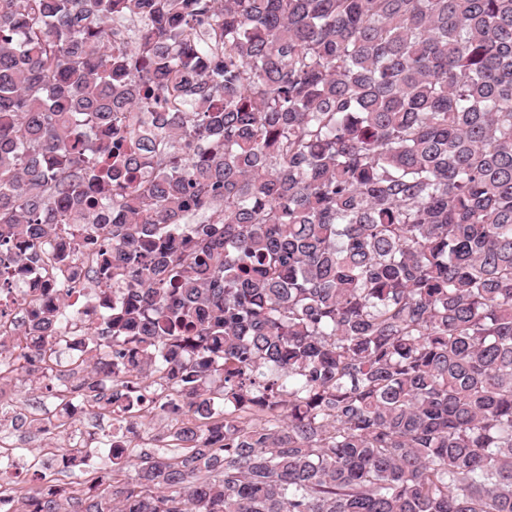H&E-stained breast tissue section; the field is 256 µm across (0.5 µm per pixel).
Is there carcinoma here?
Returning <instances> with one entry per match:
<instances>
[{
  "label": "carcinoma",
  "mask_w": 512,
  "mask_h": 512,
  "mask_svg": "<svg viewBox=\"0 0 512 512\" xmlns=\"http://www.w3.org/2000/svg\"><path fill=\"white\" fill-rule=\"evenodd\" d=\"M67 221L66 391L132 414L112 348L191 419L16 512H512V0H0V249ZM55 240L57 244L76 248L78 251L77 264L82 268V277L80 281H73L72 286L78 288L81 295L86 299L85 304L80 307L78 312L71 314L64 321L60 331L57 334L55 348L80 349V338L84 336L88 327L96 325L99 319L94 314L92 305L95 304L93 295L88 288H83L89 275H93L96 270L95 257L88 251L82 250L78 243V233L73 224H57ZM79 248V250H78ZM101 379L106 385L112 384V391H121L131 395H145L146 399L154 401L173 402L179 407L185 404L180 392L165 379L157 378L152 384H142L130 375H123L121 378L113 373L112 367L104 366ZM121 379V380H120Z\"/></svg>",
  "instance_id": "cac0c4a2"
}]
</instances>
